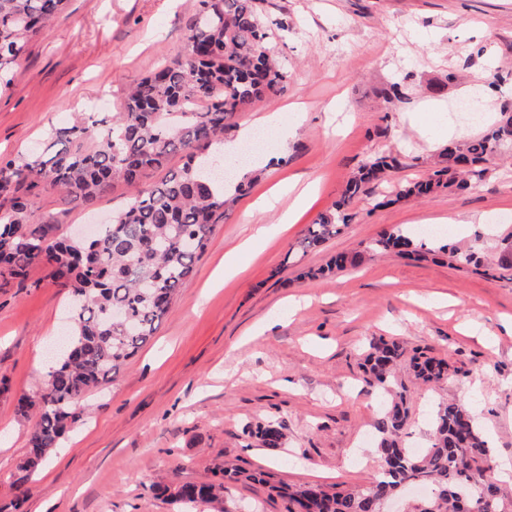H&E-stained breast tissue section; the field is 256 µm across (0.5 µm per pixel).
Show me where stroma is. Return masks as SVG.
<instances>
[{
  "label": "stroma",
  "mask_w": 512,
  "mask_h": 512,
  "mask_svg": "<svg viewBox=\"0 0 512 512\" xmlns=\"http://www.w3.org/2000/svg\"><path fill=\"white\" fill-rule=\"evenodd\" d=\"M270 47L288 74L284 93L253 102L238 124L267 112L280 131L263 135L249 168L260 178L217 225L190 284L174 298L152 342L114 381L89 396L88 420L62 441L36 474L24 512H179L152 487L208 482L218 464L264 471L267 484L229 485L226 512H286L269 484L362 485L377 471L373 424L379 407L360 362L371 337L399 339L445 360L436 390L400 378L407 432L429 447L436 401L460 400L483 419L493 453L512 461V276L484 275L441 258L393 252L355 269L303 277L339 254L364 250L389 228L414 229L436 218L469 223L459 242L497 250L512 233V153L465 190L442 188L417 199L406 183L426 179L443 150L422 123V106L447 107L450 126H470L465 107L487 119L512 88V0H259ZM195 0H69L34 38L11 85L0 91V152L28 159L49 133L84 112L120 111L127 89L185 53ZM287 28H280V21ZM401 99L385 100L391 84ZM374 153L397 170L370 184L336 236L296 251L308 224L333 209L353 172ZM281 164L267 166L269 157ZM291 192L255 220L248 203L278 183ZM313 186L286 231L259 243L233 275L224 255L252 233L277 224L294 190ZM116 182L88 208L47 189L36 197L38 223L68 233L97 224L125 205ZM33 283L0 293V512H14L10 476L27 450L35 420L16 399L37 396L47 347L65 331L66 291ZM282 424L284 448L271 451L241 434L246 423Z\"/></svg>",
  "instance_id": "obj_1"
}]
</instances>
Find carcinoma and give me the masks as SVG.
I'll return each instance as SVG.
<instances>
[{
	"label": "carcinoma",
	"instance_id": "1",
	"mask_svg": "<svg viewBox=\"0 0 512 512\" xmlns=\"http://www.w3.org/2000/svg\"><path fill=\"white\" fill-rule=\"evenodd\" d=\"M67 2L0 0V90L11 84L31 39L48 28ZM187 30L183 57L131 87L122 111L104 117L83 113L53 129L42 153L30 162L0 157V292L23 287L31 271L40 268L73 297L66 346L47 374L39 401L17 400L20 415L36 417L28 451L11 476L19 502L62 438L87 417L88 394L116 377L155 336L173 297L189 284L215 225L224 223L229 207L246 190L247 184L238 183L234 195H228L218 173L224 154L211 148L224 144L247 105L284 92L288 83L273 60L256 0H197ZM509 144L512 101L502 104L491 131L448 146L432 174L407 186L404 195L425 196L445 185L464 189L482 178L501 147ZM177 153L187 158L182 167L154 184L143 182L147 171L165 168ZM395 166L396 160L386 154L363 161L333 210L307 226L300 249L306 252L338 234L349 221L354 200ZM118 181L130 187V197L110 223L99 225L93 243L58 235L50 223L32 225V199L41 191H61L87 207ZM390 251L418 259L443 253L476 270H512V240L491 262L479 249L448 243L428 248L396 227L383 231L366 253ZM364 254L339 257L334 266L307 276L356 267ZM406 358L414 377L425 384L448 376L447 363L417 349L409 355L396 340H369L364 381L382 399L374 423L379 475L362 487H277L288 501L287 512H382L385 501L414 486L431 492L415 512H502L499 488L490 478L496 458L463 405L438 402L429 448L421 454L406 451L403 434L409 415L405 387L397 377ZM243 433L269 450L284 441L271 422L247 425ZM221 472L236 482L264 481L262 473L239 465ZM460 488L470 492L465 503L455 496ZM151 493L191 509L201 502H221L224 483L178 482L153 487Z\"/></svg>",
	"mask_w": 512,
	"mask_h": 512
}]
</instances>
